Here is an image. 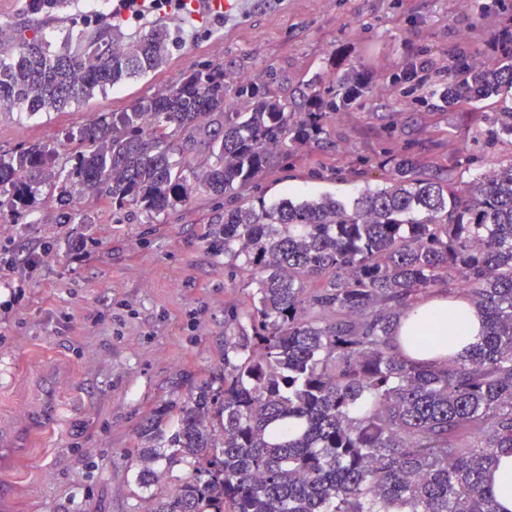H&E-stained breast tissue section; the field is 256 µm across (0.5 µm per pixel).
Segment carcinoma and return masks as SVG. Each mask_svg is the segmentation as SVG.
<instances>
[{
    "label": "carcinoma",
    "mask_w": 512,
    "mask_h": 512,
    "mask_svg": "<svg viewBox=\"0 0 512 512\" xmlns=\"http://www.w3.org/2000/svg\"><path fill=\"white\" fill-rule=\"evenodd\" d=\"M83 0H40L34 15H82ZM99 14L60 44L17 26L0 39V114L38 116L169 67L194 40L193 14L135 6ZM276 82H229L197 65L132 111L100 115L61 153L47 141L0 151V224L47 202L53 224H92L77 196L136 210L151 224L196 191L221 199L252 188L305 149L327 151L329 123L373 91L359 62L309 80L303 103ZM455 109L512 94V52L471 63L435 90ZM220 117L206 162L189 160L194 133ZM475 136L512 143V109ZM483 157L425 162L385 148L359 161L388 181L350 204L331 196L270 205L261 196L212 220L208 247L224 272L255 285L224 309V367L182 399L156 407L128 451L144 512H498L486 474L512 452V162L469 180ZM445 289L476 305L481 342L464 356L417 363L395 341L398 317ZM442 327L407 338L439 346ZM189 472L174 494L155 487Z\"/></svg>",
    "instance_id": "obj_1"
}]
</instances>
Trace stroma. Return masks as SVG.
I'll return each mask as SVG.
<instances>
[{
  "label": "stroma",
  "instance_id": "35a3bbf8",
  "mask_svg": "<svg viewBox=\"0 0 512 512\" xmlns=\"http://www.w3.org/2000/svg\"><path fill=\"white\" fill-rule=\"evenodd\" d=\"M503 22L499 14L475 15L468 0H285L279 11L259 9L235 24L206 20L203 37L164 71L37 118L0 115V150L29 140L65 146L67 133L97 114L130 111L198 64H223L231 81L265 78L274 66L286 97L356 59L373 91L332 122L335 151H303L259 180L270 204L325 194L349 201L382 187V179L359 175L357 161L383 147L409 145L423 159L448 163L473 149L501 100L450 110L426 90L404 95L388 77L417 53L440 68L461 47L485 62ZM215 215L201 191L161 224L136 213L113 223L106 205L91 224H34L26 215L0 224V238L60 242L50 264L27 277L23 299L0 284V438L14 446L0 458V512H142L143 492L123 453L155 407L223 366L224 308L247 287L208 249ZM81 234L95 239L87 278L72 274L64 244ZM105 296L112 316L102 320ZM51 400L63 406L60 421L33 425V410Z\"/></svg>",
  "mask_w": 512,
  "mask_h": 512
}]
</instances>
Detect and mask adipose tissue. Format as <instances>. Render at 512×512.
<instances>
[{
  "mask_svg": "<svg viewBox=\"0 0 512 512\" xmlns=\"http://www.w3.org/2000/svg\"><path fill=\"white\" fill-rule=\"evenodd\" d=\"M423 319L438 324L452 319L456 325L453 332L444 336L439 348L416 354V361L437 363L451 356L457 357L481 340L483 318L476 307L461 299L448 298L443 293L419 301L401 315L396 328L398 340H405L416 323Z\"/></svg>",
  "mask_w": 512,
  "mask_h": 512,
  "instance_id": "ef3b65f1",
  "label": "adipose tissue"
}]
</instances>
